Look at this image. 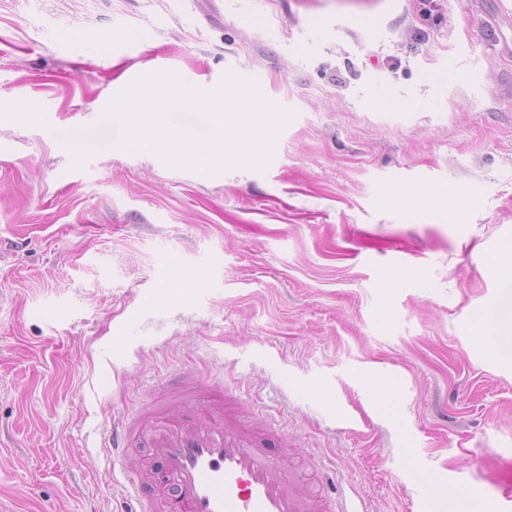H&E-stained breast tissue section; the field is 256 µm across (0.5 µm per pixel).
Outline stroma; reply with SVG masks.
I'll return each instance as SVG.
<instances>
[{
  "label": "stroma",
  "mask_w": 512,
  "mask_h": 512,
  "mask_svg": "<svg viewBox=\"0 0 512 512\" xmlns=\"http://www.w3.org/2000/svg\"><path fill=\"white\" fill-rule=\"evenodd\" d=\"M230 69L296 112L265 172L59 142L140 75ZM463 235L512 236V0H0V512H122L102 434L183 372L313 491L418 512L411 461L498 500L512 368L464 333L495 290Z\"/></svg>",
  "instance_id": "obj_1"
}]
</instances>
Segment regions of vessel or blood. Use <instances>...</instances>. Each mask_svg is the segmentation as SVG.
<instances>
[{
	"label": "vessel or blood",
	"mask_w": 512,
	"mask_h": 512,
	"mask_svg": "<svg viewBox=\"0 0 512 512\" xmlns=\"http://www.w3.org/2000/svg\"><path fill=\"white\" fill-rule=\"evenodd\" d=\"M223 387L205 398L181 395L159 414L114 422L104 441L125 458L141 448L125 475L140 512H359L338 498L311 500L288 471L283 450L224 416ZM447 483L421 481L420 512H439Z\"/></svg>",
	"instance_id": "1"
}]
</instances>
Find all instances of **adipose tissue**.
I'll list each match as a JSON object with an SVG mask.
<instances>
[{
  "instance_id": "obj_1",
  "label": "adipose tissue",
  "mask_w": 512,
  "mask_h": 512,
  "mask_svg": "<svg viewBox=\"0 0 512 512\" xmlns=\"http://www.w3.org/2000/svg\"><path fill=\"white\" fill-rule=\"evenodd\" d=\"M483 275L498 288L491 300L490 318H478L466 332L473 344L496 359L512 366V237L501 239L481 258Z\"/></svg>"
}]
</instances>
